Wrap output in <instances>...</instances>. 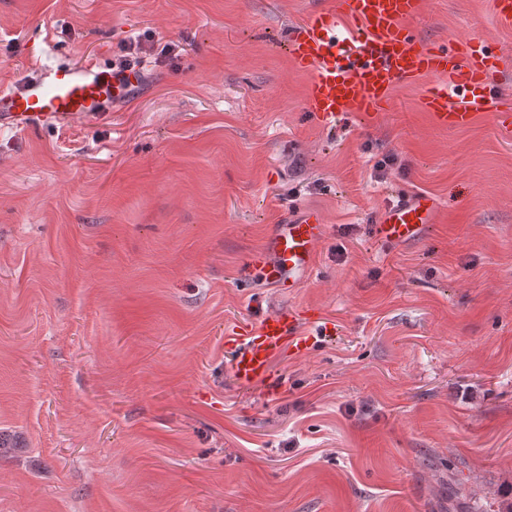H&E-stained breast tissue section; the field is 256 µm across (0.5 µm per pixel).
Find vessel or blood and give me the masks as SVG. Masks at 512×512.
I'll use <instances>...</instances> for the list:
<instances>
[{
    "mask_svg": "<svg viewBox=\"0 0 512 512\" xmlns=\"http://www.w3.org/2000/svg\"><path fill=\"white\" fill-rule=\"evenodd\" d=\"M423 0H336L334 9L309 15L291 33L288 46L295 67L308 78L304 109L331 126L359 114L379 118L393 88L423 76L436 83L422 104L443 128L470 126L478 116L495 117L512 126L502 111L492 75L499 56L489 45L449 42L432 46L415 33L412 22ZM133 79L101 66L61 62L39 70L15 85L0 86V127L29 132L47 123L65 124L111 111L129 99ZM436 215L426 195L389 204L375 236L387 244L418 238ZM326 233L319 213L299 211L278 224L269 249L254 252L245 273L291 291L316 267V247ZM305 311L288 306L258 322L237 324L225 331L231 353L230 374L248 387L266 381L275 360L311 345L302 326Z\"/></svg>",
    "mask_w": 512,
    "mask_h": 512,
    "instance_id": "1",
    "label": "vessel or blood"
}]
</instances>
